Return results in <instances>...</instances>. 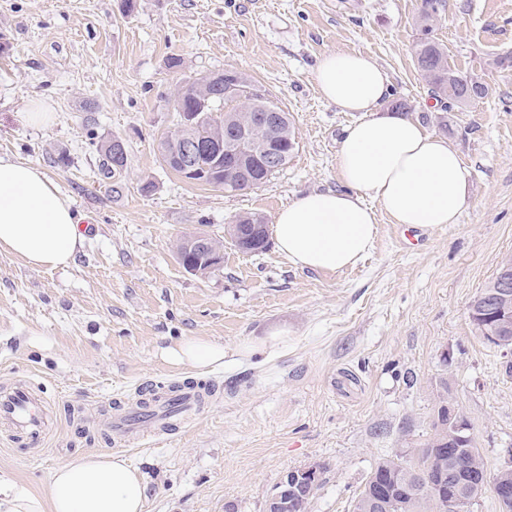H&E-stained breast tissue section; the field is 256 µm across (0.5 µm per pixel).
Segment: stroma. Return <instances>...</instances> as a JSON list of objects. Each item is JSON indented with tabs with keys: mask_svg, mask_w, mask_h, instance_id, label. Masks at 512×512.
<instances>
[{
	"mask_svg": "<svg viewBox=\"0 0 512 512\" xmlns=\"http://www.w3.org/2000/svg\"><path fill=\"white\" fill-rule=\"evenodd\" d=\"M134 3L0 0V156L41 167L85 227L63 268L0 251V387L38 383L56 413L40 446L0 428V476L42 493L77 454H121L144 478L145 512H265L285 471L317 465L309 512H350L380 458H414L432 435L444 386L494 478L512 461V377L469 305L512 255V68L496 65L512 55V0H444L434 37L452 68L491 88L444 131L413 58L423 0ZM337 49L371 54L408 118L459 149L468 198L457 223L407 232L380 216L371 253L342 272L296 268L271 242L225 245L220 270L187 273L175 255L184 234L220 239L235 214L271 222L298 193L343 190L336 152L359 115L327 103L313 78ZM227 69L257 81L295 127L288 165L254 190L186 183L158 151L177 123L176 88ZM33 98L52 124L21 120ZM112 137L128 155L117 193L98 150ZM61 152L68 165L50 164ZM185 336L223 343V366H170L161 350ZM183 381L221 394L129 444L99 427L138 390Z\"/></svg>",
	"mask_w": 512,
	"mask_h": 512,
	"instance_id": "stroma-1",
	"label": "stroma"
}]
</instances>
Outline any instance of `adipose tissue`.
Wrapping results in <instances>:
<instances>
[{
	"label": "adipose tissue",
	"mask_w": 512,
	"mask_h": 512,
	"mask_svg": "<svg viewBox=\"0 0 512 512\" xmlns=\"http://www.w3.org/2000/svg\"><path fill=\"white\" fill-rule=\"evenodd\" d=\"M322 97L362 113L336 154L345 191L298 195L277 214L276 245L300 269L334 272L358 264L377 236V214L406 228L456 223L467 203L459 150L388 106L389 76L370 55L336 50L318 60ZM84 244L73 205L38 166L0 157V251L37 267L72 264ZM177 367L224 363V347L185 336L162 351ZM141 473L120 454L89 453L59 464L38 494L0 481V512H144Z\"/></svg>",
	"instance_id": "adipose-tissue-1"
}]
</instances>
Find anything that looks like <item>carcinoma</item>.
Listing matches in <instances>:
<instances>
[{"mask_svg":"<svg viewBox=\"0 0 512 512\" xmlns=\"http://www.w3.org/2000/svg\"><path fill=\"white\" fill-rule=\"evenodd\" d=\"M442 7V0H424V6L418 16L417 26L420 31L417 49V68L430 86L431 93L438 104V115L435 116L437 124L444 130L448 129V112L454 108H462L470 103L487 97L490 93L489 86L479 79L465 76L448 65V52L432 35L433 24ZM238 86L237 95L232 99L233 105H227L222 96H215V90H209L212 94L207 100L206 119L195 128L186 129L183 119H177L176 128L170 135L162 139L169 142L181 136L193 134L198 138H206L211 135L215 127L221 125L223 129L230 130L248 115L263 111L266 102L252 95V89L256 87L253 80L242 72L236 73ZM227 110L220 111V106ZM282 117L280 119L277 136L274 139V149L280 155L282 166H287L296 148V136L289 113L283 108H278ZM234 166L232 158L224 157V175H214L210 170L201 169L194 177L197 184L224 187L226 191H234L232 184L235 177L230 170ZM248 171L252 177L259 181H267L279 172V169L270 166L264 156L259 155L248 162ZM266 219L257 213H244L234 216L228 224L224 225V234L234 238L233 226L241 224H264ZM503 279L512 280V256L503 258L494 278L482 288L477 296H487L495 291L496 282ZM442 393L438 396L435 405L433 421V436L418 449L417 461L405 462V466L395 465L394 458L380 459L375 465L364 489H369L378 480H383L388 485L387 508L384 512H468L471 503L464 502L459 492L448 488V481L430 482L427 472L432 470H446L448 466L460 467L458 478L460 481H475L485 473L484 463L476 445L465 448H450L443 453H434L436 444L441 442L440 436L448 432V411L445 404L448 403V380H441ZM314 494L304 497L288 496L285 506L277 509V512H309V507Z\"/></svg>","mask_w":512,"mask_h":512,"instance_id":"1","label":"carcinoma"}]
</instances>
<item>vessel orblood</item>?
I'll use <instances>...</instances> for the list:
<instances>
[{
  "mask_svg": "<svg viewBox=\"0 0 512 512\" xmlns=\"http://www.w3.org/2000/svg\"><path fill=\"white\" fill-rule=\"evenodd\" d=\"M214 395V389L188 382L166 390L149 389L144 400L167 419L174 414H197ZM54 421L48 402L34 387L14 386L0 390V426L7 427L15 436L44 442Z\"/></svg>",
  "mask_w": 512,
  "mask_h": 512,
  "instance_id": "1",
  "label": "vessel or blood"
}]
</instances>
